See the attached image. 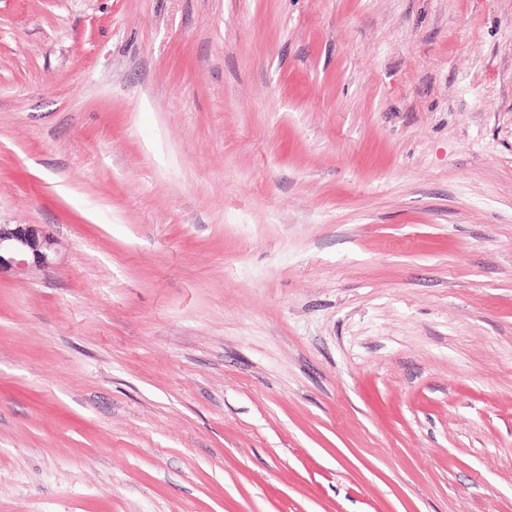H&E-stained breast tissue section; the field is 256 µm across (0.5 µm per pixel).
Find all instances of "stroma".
I'll use <instances>...</instances> for the list:
<instances>
[{"label": "stroma", "instance_id": "1", "mask_svg": "<svg viewBox=\"0 0 512 512\" xmlns=\"http://www.w3.org/2000/svg\"><path fill=\"white\" fill-rule=\"evenodd\" d=\"M0 512H512V0H0ZM55 241L24 224H0V272L4 268L24 271L28 258L39 266H49L55 251Z\"/></svg>", "mask_w": 512, "mask_h": 512}]
</instances>
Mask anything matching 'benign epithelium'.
<instances>
[{"label": "benign epithelium", "mask_w": 512, "mask_h": 512, "mask_svg": "<svg viewBox=\"0 0 512 512\" xmlns=\"http://www.w3.org/2000/svg\"><path fill=\"white\" fill-rule=\"evenodd\" d=\"M55 241L30 225L0 224V271H23L28 258L40 266L52 263Z\"/></svg>", "instance_id": "obj_1"}]
</instances>
